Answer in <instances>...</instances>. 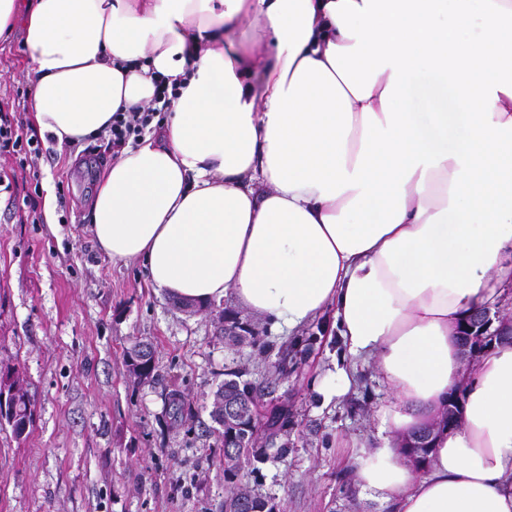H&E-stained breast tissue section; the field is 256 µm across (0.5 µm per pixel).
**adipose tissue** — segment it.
<instances>
[{
  "instance_id": "1",
  "label": "adipose tissue",
  "mask_w": 512,
  "mask_h": 512,
  "mask_svg": "<svg viewBox=\"0 0 512 512\" xmlns=\"http://www.w3.org/2000/svg\"><path fill=\"white\" fill-rule=\"evenodd\" d=\"M481 19L482 39L461 31ZM58 143L178 97L104 169L99 250L275 328L331 312L386 431L357 479L391 512H512V345L483 354L423 475L394 441L461 379L457 328L512 290V0H0Z\"/></svg>"
}]
</instances>
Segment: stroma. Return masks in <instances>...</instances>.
Masks as SVG:
<instances>
[{
  "instance_id": "stroma-1",
  "label": "stroma",
  "mask_w": 512,
  "mask_h": 512,
  "mask_svg": "<svg viewBox=\"0 0 512 512\" xmlns=\"http://www.w3.org/2000/svg\"><path fill=\"white\" fill-rule=\"evenodd\" d=\"M32 85L22 35L0 40V103L24 124ZM99 141L44 142L35 169L0 158V367L16 368L36 402L30 434L0 428V512H224V457L209 411L226 368L246 365L253 380L263 356L217 337L213 309L192 312L155 293L141 262L112 263L89 225ZM38 203L28 220L24 195ZM271 344L314 337L302 365L277 381L295 417L288 451L259 471L243 468L239 487L270 496L282 512H389L357 481L356 443L373 446L389 391L356 364L352 386L333 396L339 349L330 314L289 331L251 316ZM155 347V376L141 383L124 352L135 340ZM181 394V424L168 398Z\"/></svg>"
}]
</instances>
